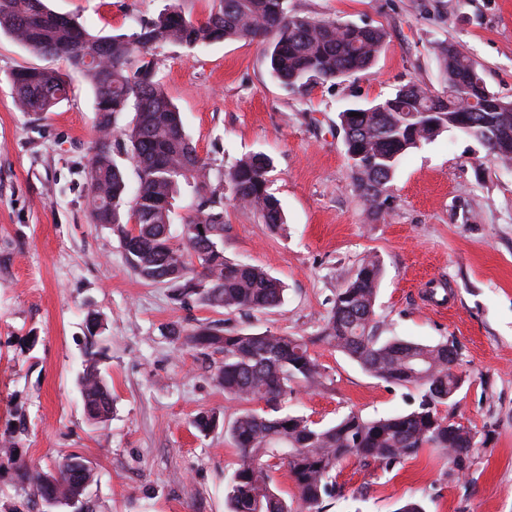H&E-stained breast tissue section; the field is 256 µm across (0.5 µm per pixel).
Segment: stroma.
Listing matches in <instances>:
<instances>
[{
  "instance_id": "obj_1",
  "label": "stroma",
  "mask_w": 512,
  "mask_h": 512,
  "mask_svg": "<svg viewBox=\"0 0 512 512\" xmlns=\"http://www.w3.org/2000/svg\"><path fill=\"white\" fill-rule=\"evenodd\" d=\"M102 36L132 34L140 20L176 4L205 17L211 0H45ZM290 12L370 24L387 37L371 69L288 89L272 75L262 39L152 51L157 77L213 178L241 157L269 155L270 192L285 225L274 230L232 193L224 195L226 258L278 278L284 300L255 311L175 302L161 283L128 265L116 233L89 214L95 94L60 59L0 33V512H45L24 470L53 471L78 453L94 470L90 512H228L236 450L226 429L244 405L226 399L202 355L170 336L203 325L310 338L331 380L295 387L283 409L330 426L349 412L407 413L419 392L377 379L317 342L336 293L367 258L379 259L377 333L422 344L454 343L464 383L441 415L480 443L467 473L445 452L424 449L392 471L348 460L322 512H512V166L448 130L402 157L383 213L354 190L340 114L367 107L417 79L444 85L439 51L453 44L487 88L512 100V0H288ZM63 71L68 95L52 111H22L13 73ZM100 323L90 337L88 317ZM97 360L112 393L106 423L90 421L79 378ZM219 425L201 434L205 412Z\"/></svg>"
}]
</instances>
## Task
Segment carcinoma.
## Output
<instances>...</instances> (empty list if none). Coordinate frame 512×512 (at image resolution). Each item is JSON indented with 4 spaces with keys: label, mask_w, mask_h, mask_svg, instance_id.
Wrapping results in <instances>:
<instances>
[{
    "label": "carcinoma",
    "mask_w": 512,
    "mask_h": 512,
    "mask_svg": "<svg viewBox=\"0 0 512 512\" xmlns=\"http://www.w3.org/2000/svg\"><path fill=\"white\" fill-rule=\"evenodd\" d=\"M286 2L213 0L208 16L195 21L174 6L140 22L131 35L97 36L49 10L44 0H0V32L25 48L64 59L92 86L98 112L88 186L92 223L112 227L130 268L166 285L177 301L194 296L213 308L263 311L282 303L284 287L261 268L224 257L223 184L212 182L209 162L186 136L179 110L156 78L150 51L159 43L194 47L262 37L269 42L272 74L291 89L334 82L375 62L386 37L382 28L291 15ZM440 72L445 84L440 95L411 81L371 106L340 114L353 184L377 212L385 206L382 193L400 158L444 131L463 132L486 146L491 161L512 165V100L490 92L474 63L452 44L442 48ZM12 83L26 112H49L68 91L64 75L51 69H20ZM463 97L475 105L463 107ZM130 110L132 125L117 130L118 115ZM121 150L138 176L131 213L123 209L125 173L113 158ZM270 168V157L255 153L238 160L226 180L239 203L279 229L284 220L279 200L268 190ZM184 185L193 188L195 204L181 242L175 243L170 226ZM132 219L138 224L135 235L127 228ZM380 275L379 261L365 260L336 293L321 335L308 340L211 327L185 335V343L201 354L224 356L216 379L225 395L267 405L262 412H240L227 428L238 456L227 485L228 512H292L274 489L272 460L288 468L305 512H322L324 499L336 491L337 469L352 457L389 470L424 448H442L457 471L469 469L477 448L472 431L438 412L448 402L456 358L448 356L446 342L427 345L377 334ZM315 342L335 347L376 378L414 386L420 392L417 409L374 419L351 412L328 427L280 412L293 384L327 387L326 369L310 353ZM81 389L89 418L105 423L112 393L96 364L85 368ZM74 458V453L61 456L51 473L24 471L33 494L83 496L85 475L71 467Z\"/></svg>",
    "instance_id": "carcinoma-1"
}]
</instances>
